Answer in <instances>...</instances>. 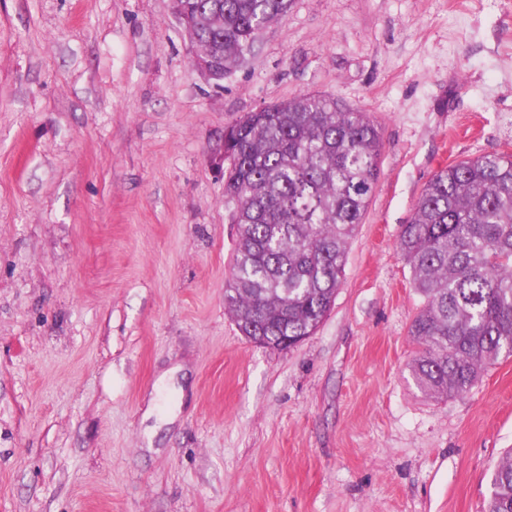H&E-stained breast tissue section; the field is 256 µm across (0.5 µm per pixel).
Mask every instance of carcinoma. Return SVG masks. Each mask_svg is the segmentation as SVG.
<instances>
[{
	"label": "carcinoma",
	"instance_id": "1",
	"mask_svg": "<svg viewBox=\"0 0 512 512\" xmlns=\"http://www.w3.org/2000/svg\"><path fill=\"white\" fill-rule=\"evenodd\" d=\"M197 55L224 72L253 53L290 0H185ZM224 197L236 258L224 307L244 336H313L331 310L347 247L380 174L381 137L367 113L303 94L243 115L224 134ZM397 247L424 299L410 326L411 372L436 398L467 394L512 356V155L439 169ZM484 512H512V452L496 466Z\"/></svg>",
	"mask_w": 512,
	"mask_h": 512
}]
</instances>
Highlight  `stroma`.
Instances as JSON below:
<instances>
[{"label": "stroma", "mask_w": 512, "mask_h": 512, "mask_svg": "<svg viewBox=\"0 0 512 512\" xmlns=\"http://www.w3.org/2000/svg\"><path fill=\"white\" fill-rule=\"evenodd\" d=\"M367 112L380 174L333 308L287 352L224 308L225 131ZM512 154V0H292L220 84L170 0H0V512H483L512 357L411 376L397 249L432 175Z\"/></svg>", "instance_id": "obj_1"}]
</instances>
